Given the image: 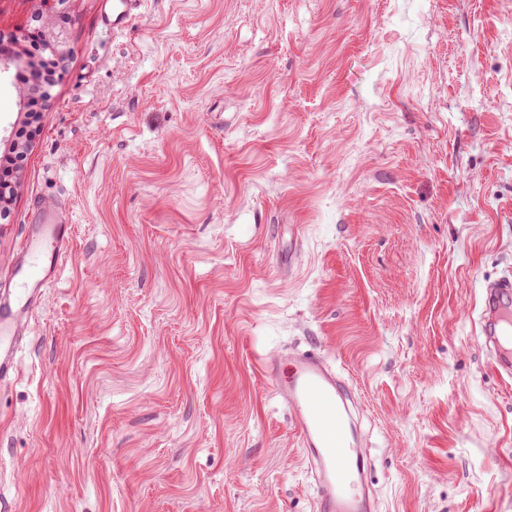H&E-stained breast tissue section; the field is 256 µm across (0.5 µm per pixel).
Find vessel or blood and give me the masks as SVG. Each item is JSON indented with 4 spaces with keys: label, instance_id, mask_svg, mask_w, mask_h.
<instances>
[{
    "label": "vessel or blood",
    "instance_id": "b4317fda",
    "mask_svg": "<svg viewBox=\"0 0 512 512\" xmlns=\"http://www.w3.org/2000/svg\"><path fill=\"white\" fill-rule=\"evenodd\" d=\"M141 0H117L105 20L125 28ZM70 232L55 216H45L31 233L23 265L15 269L8 298H0V384L12 379L20 335L30 312L56 273ZM480 334L492 343L493 367L512 378V274L487 283L482 292ZM277 395L292 417L304 459L314 479L315 512H375L365 490L371 459L350 403L346 380L318 349L295 353Z\"/></svg>",
    "mask_w": 512,
    "mask_h": 512
}]
</instances>
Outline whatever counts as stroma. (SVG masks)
I'll use <instances>...</instances> for the list:
<instances>
[{
  "instance_id": "1",
  "label": "stroma",
  "mask_w": 512,
  "mask_h": 512,
  "mask_svg": "<svg viewBox=\"0 0 512 512\" xmlns=\"http://www.w3.org/2000/svg\"><path fill=\"white\" fill-rule=\"evenodd\" d=\"M0 0L72 53L0 221L72 245L0 386V512H313L259 361L354 386L378 512H512V0ZM0 79V156L23 114ZM118 3L112 5V14L105 10V21L112 25L113 29H123L130 21L133 11L137 9V5L141 0H116ZM483 288L480 334L486 344L494 345L493 367L512 378V274H503Z\"/></svg>"
}]
</instances>
